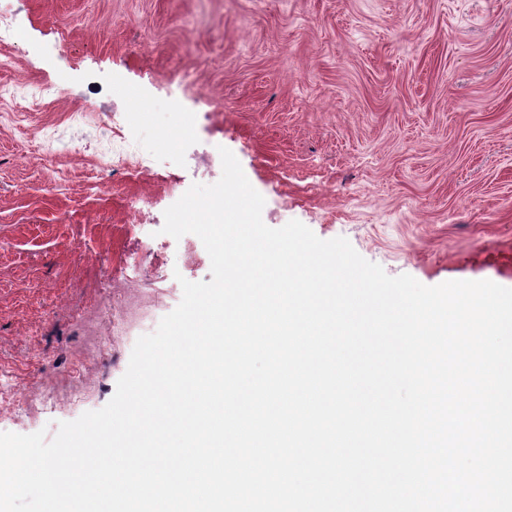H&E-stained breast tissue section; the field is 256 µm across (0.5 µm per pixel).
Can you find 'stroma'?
<instances>
[{
	"mask_svg": "<svg viewBox=\"0 0 512 512\" xmlns=\"http://www.w3.org/2000/svg\"><path fill=\"white\" fill-rule=\"evenodd\" d=\"M7 6L24 41L0 43V386L23 404L0 407V432L51 438L104 407L139 325L176 308L181 280L211 281L203 243L186 259L162 227L219 180L223 147L269 227L345 237L427 286L512 288V0ZM120 139L143 167L113 173ZM75 389L80 405L42 412Z\"/></svg>",
	"mask_w": 512,
	"mask_h": 512,
	"instance_id": "stroma-1",
	"label": "stroma"
}]
</instances>
